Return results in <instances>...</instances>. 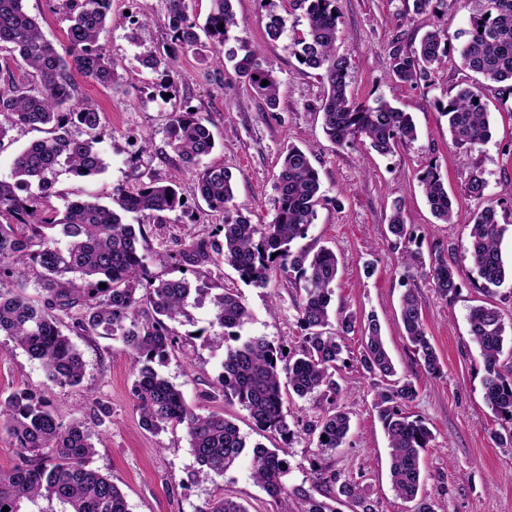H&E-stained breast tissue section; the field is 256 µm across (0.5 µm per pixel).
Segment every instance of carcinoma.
<instances>
[{"label": "carcinoma", "instance_id": "carcinoma-1", "mask_svg": "<svg viewBox=\"0 0 512 512\" xmlns=\"http://www.w3.org/2000/svg\"><path fill=\"white\" fill-rule=\"evenodd\" d=\"M191 0H166L168 28L174 44L189 49L207 38L220 48L237 25L233 0H210L204 23L190 16ZM470 23L460 56L463 67L480 80L460 88L447 103H439L448 117L452 145L470 151L491 137L490 113L484 91L491 84L512 94V0H467ZM70 26L66 47L47 39L39 22L24 10L23 0H0V47L11 53V63L0 69V146L16 127L42 129L48 137L31 142L14 158L11 179L0 180V336H6L31 359L38 361L52 387H74L83 381L85 363L72 336H100L121 341L137 377L133 396L141 424L150 432L183 426L197 468L189 481L222 475L248 447L237 425L220 412L201 414L188 407L182 391L153 367L179 344L176 325L181 323L193 292L185 279H164L149 271L141 241L143 225L122 222L120 212L136 213L149 221L184 207L178 183L151 179L133 187L112 190V206L86 198L71 200L64 213L54 210L56 195L50 175L64 164L73 175L95 176L105 168L97 148L101 114L88 99L75 97L72 72L77 70L103 86L118 85L112 59L101 40L120 19L112 15V0H65ZM305 27L291 37L298 63L323 71L327 90L319 107L322 128L332 142L361 145L366 151L386 155L398 144L417 136L411 115L384 99L372 105L358 104L349 94L350 61L336 52L338 16L336 0H299ZM223 28H218V25ZM287 31L286 19L267 11L265 35L271 41ZM239 82L263 99L273 112L279 107L278 81L263 66L260 52L250 49L239 57L228 53ZM448 58V36L441 28L421 39L419 47L402 36L392 41L390 71L400 83L429 81L435 65ZM176 51L147 49L146 67L172 71ZM29 79H16L13 69ZM267 85H262V81ZM85 128L87 138L71 136L69 127ZM169 146L193 175L208 209L223 215V240L195 242L183 253L190 262L215 260L232 267L243 282L267 287L271 276L286 271L299 290L298 319L305 334L294 350L283 353L264 336L235 333L250 319L241 297L224 291L214 297L210 326L234 343L223 345L222 372L206 399L224 398L239 404L254 425L279 435L284 441L295 431L284 412L282 386L297 397L318 394L331 409L306 425L317 437V448L326 453L340 447L349 431V413L337 407L341 387L335 379L342 345L338 339L353 332L356 319L331 318L333 284L338 260L333 250L315 252L293 249L305 236L324 200L311 151L290 146L283 152L275 188L278 207L269 224H254L235 203L232 173L222 165H201L216 147L209 118L197 112L172 114ZM420 183L430 209L441 223H455V205L438 166L427 165ZM25 188L20 192L19 188ZM487 182L471 176L467 195L486 205L469 225V262L478 278L477 287L489 291L512 282V262L505 261L501 243L508 225L499 223V202L485 194ZM392 245L401 249L403 264L411 269L422 263L411 224L400 204L388 221ZM42 269L39 299L23 294L29 267ZM430 276L443 299L457 296L459 274L443 257L434 260ZM106 287H100V284ZM70 319L66 324L61 316ZM400 319L417 363L432 377L441 373L438 355L427 336L422 306L414 290L401 299ZM469 334L478 347L484 369L486 402L502 421L494 434L498 447L512 450V373L500 370L505 323L499 309L478 305L468 315ZM361 366L378 379L374 409L387 434L389 476L397 496L411 504L412 512H435L423 491L422 454L433 440L425 422L403 406L416 395L412 379L398 376L386 349L381 329L370 320L365 330ZM0 427L14 438L20 464L0 472V512H23L24 501L56 500L68 512H128L124 495L112 480L90 467L95 445L83 421H64L43 395L17 391L0 397ZM286 449L253 446L251 477L281 512H376L374 501L361 483L342 477L330 466H317L311 475L323 487L322 498L304 486L289 487L290 464ZM199 512H247L241 503L218 497L205 502Z\"/></svg>", "mask_w": 512, "mask_h": 512}]
</instances>
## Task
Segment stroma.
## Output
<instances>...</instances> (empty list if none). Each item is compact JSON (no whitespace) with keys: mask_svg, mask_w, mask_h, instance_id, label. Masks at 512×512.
I'll return each mask as SVG.
<instances>
[{"mask_svg":"<svg viewBox=\"0 0 512 512\" xmlns=\"http://www.w3.org/2000/svg\"><path fill=\"white\" fill-rule=\"evenodd\" d=\"M336 6L340 16L336 47L351 61L352 97L366 104L383 98L410 113L417 127L414 140L384 156L330 142L318 112L327 84L318 71L297 62L290 37L267 40L261 0H234L237 25L224 48L205 41L180 52L170 74L146 68L141 55L143 48L159 47L171 39L164 0H112L114 15L131 11L146 16L147 22L139 27L116 25L105 44L119 76L118 88L103 87L79 73L74 76L77 96L94 101L101 112L98 148L106 168L88 179L58 169L57 195L51 204L61 210L66 198L90 195L108 205L114 186L151 177L177 181L183 210L148 224L134 213L123 216L125 223L143 224L152 273L186 278L210 294L209 299L191 303L189 320L179 327L185 337L182 347L157 370L182 391L189 407L203 414L224 413L248 444L287 447L290 484L304 485L316 495L319 487L305 479L319 455L316 439L299 430L291 441H283L259 430L240 405L201 399L222 371V351L196 336L209 325L212 295L225 290L238 293L251 315L242 335L263 336L290 349L303 334L296 310L299 293L284 272L274 274L268 287L256 288L228 265L208 260L187 263L180 258V251L191 243L219 238L223 218L209 211L197 195L194 178L167 143V124L172 113L186 109L210 118L216 148L205 162L232 172L235 201L249 208L255 224L270 223L275 216L274 181L282 152L291 144L311 148L325 200L306 238L295 246L312 250L326 246L335 252L339 275L333 313L354 314L361 325L377 317L398 373L414 381L417 395L405 409L424 420L434 435L422 467L424 489L435 512H512V452L495 443L501 422L484 398V371L467 322L471 307L489 301L499 308L505 324L512 325V288L502 287L490 297L473 284L468 223L484 203L466 193L471 175L481 174L488 195L500 202L499 217L512 216V96L488 91L490 139L468 152L456 149L448 136V120L437 104L470 78L454 38L469 26L464 0H450L436 16L406 13L404 0H336ZM24 8L49 39L65 43L70 21L62 0H24ZM435 27L452 36L446 62L435 68L429 81L412 85L394 81L389 51L395 35L405 33L408 41L416 43ZM245 46L259 48L264 66L280 82L276 111H267L262 99L231 79L227 53ZM146 137L151 145L143 153L139 147ZM432 162L459 203L455 223L443 224L433 217L419 184L421 169ZM396 202L409 217L425 260L414 269L404 267L388 236V218ZM437 253L460 273L462 288L450 301L440 298L431 281L428 262ZM410 288L421 302L426 331L442 366L436 378L416 363L398 323L401 297ZM74 342L85 361L84 380L77 387L50 390L40 364L1 336L0 395L43 392L63 419H84L97 450L92 466L121 490L128 512H198L205 501L222 495L243 503L248 512H274L275 503L250 477L248 456L207 482L190 483L187 475L196 462L186 431L180 426L155 433L143 428L132 395L135 371L121 342L98 336H78ZM341 344L343 362L336 378L343 392L338 405L349 412L351 431L345 444L329 451L324 460L341 475L367 485L377 512H407V503L396 497L389 481L388 440L373 409L375 380L359 363L362 336L351 333ZM98 403L107 408L106 417L93 416Z\"/></svg>","mask_w":512,"mask_h":512,"instance_id":"stroma-1","label":"stroma"}]
</instances>
